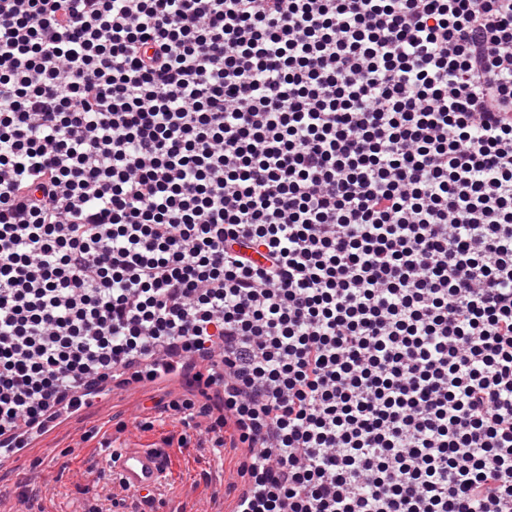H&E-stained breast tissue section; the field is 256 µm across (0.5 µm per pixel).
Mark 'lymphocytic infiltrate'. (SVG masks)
I'll use <instances>...</instances> for the list:
<instances>
[{"label":"lymphocytic infiltrate","mask_w":512,"mask_h":512,"mask_svg":"<svg viewBox=\"0 0 512 512\" xmlns=\"http://www.w3.org/2000/svg\"><path fill=\"white\" fill-rule=\"evenodd\" d=\"M216 359L233 512H512V0H0V456Z\"/></svg>","instance_id":"1"}]
</instances>
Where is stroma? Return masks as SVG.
I'll return each instance as SVG.
<instances>
[{"mask_svg": "<svg viewBox=\"0 0 512 512\" xmlns=\"http://www.w3.org/2000/svg\"><path fill=\"white\" fill-rule=\"evenodd\" d=\"M165 395L158 385L134 401L104 394L96 410L64 425L46 447L31 449L16 462L1 461L7 478L0 484V512H90L98 500L88 483L87 466L101 463L114 447L131 439L165 453L169 482L161 491V512H231V499L215 491L220 484L237 481L236 457L207 446L199 431L183 430L171 413L155 411V400ZM130 417L143 424L133 437L120 427ZM180 434L187 437L186 447L166 444V437Z\"/></svg>", "mask_w": 512, "mask_h": 512, "instance_id": "stroma-1", "label": "stroma"}]
</instances>
